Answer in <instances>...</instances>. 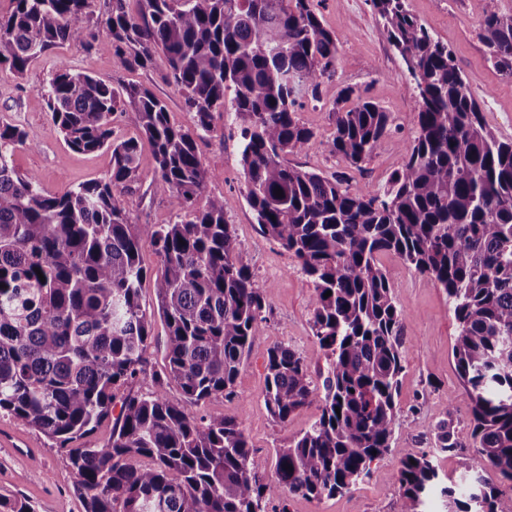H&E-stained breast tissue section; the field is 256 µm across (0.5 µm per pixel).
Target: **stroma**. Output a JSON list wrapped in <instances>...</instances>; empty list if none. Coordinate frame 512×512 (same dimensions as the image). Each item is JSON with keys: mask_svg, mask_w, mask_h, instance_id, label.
Masks as SVG:
<instances>
[{"mask_svg": "<svg viewBox=\"0 0 512 512\" xmlns=\"http://www.w3.org/2000/svg\"><path fill=\"white\" fill-rule=\"evenodd\" d=\"M408 4L435 37L454 51L489 127L501 139L512 140V76L501 74L489 63L473 0H408ZM315 7L324 26L335 34L341 55L335 77L322 87L321 102L304 100L298 111L301 122L315 137L303 153L290 156L289 161L326 177L344 176L345 187L353 192L384 187L403 163L404 147L414 131L417 99L408 90V76L369 0H315ZM62 64L115 87L127 83L146 87L165 103L175 125L187 128L193 124L181 92L165 79L160 56L151 65L125 68L109 55L68 43L35 60L22 78L0 75V122L19 125L39 140L35 149L16 150L12 161L20 172L37 176L52 193L60 195L80 183L104 178L111 167L109 152H74L54 128L43 90ZM346 87L359 90L393 119L392 131L381 149L359 169L333 154L329 146L333 130L330 106ZM239 140L233 113L218 112L211 132L198 140L197 146L206 169V191L223 196L225 219L233 224L240 242V259L264 285L267 323L240 367L236 397L216 396L191 406L189 412L197 418L224 416L240 422L251 447L264 461V477L270 481L275 477V449L287 446L314 423L323 401L314 398L288 422H274L264 404L268 349L285 345L301 354L319 386L328 376L331 362L311 328L313 287L309 278L292 254L259 232L246 203ZM122 200L135 224H169L187 209L177 193L158 186L148 168L131 190L123 193ZM380 262L395 284L396 301L406 314L401 345L404 371L395 398L401 427L394 432V450L375 460L370 475L344 494L309 500L284 492L265 501L264 512H401L398 449L432 454L444 480L458 477L464 465L475 461L466 446L459 454L448 455L437 452L435 445V426L442 419L453 418L456 435L464 444L472 430L452 357L459 327L448 297L399 256L386 253ZM74 482V474L51 441L0 417V490L33 500L38 512H80Z\"/></svg>", "mask_w": 512, "mask_h": 512, "instance_id": "stroma-1", "label": "stroma"}]
</instances>
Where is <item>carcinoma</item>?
Segmentation results:
<instances>
[{
  "label": "carcinoma",
  "instance_id": "carcinoma-1",
  "mask_svg": "<svg viewBox=\"0 0 512 512\" xmlns=\"http://www.w3.org/2000/svg\"><path fill=\"white\" fill-rule=\"evenodd\" d=\"M91 2L13 0L0 16V74L21 77L71 42L127 68L150 65L160 52L193 127L172 123L165 104L140 85L115 88L60 67L45 91L53 125L74 152L109 151L111 169L58 195L12 165L15 151L35 148L37 139L0 124V416L65 451L82 512H263L262 502L284 489L308 499L347 491L391 451L400 456L402 512H423L435 491L448 512H512V492L484 475L490 468L512 482V141L488 127L448 44L408 0H370L418 112L403 164L384 190L351 192L341 175L288 163L315 137L298 117L299 99L321 102L339 62L314 0H140L138 17L126 0H104V38ZM474 6L489 60L511 75L512 14L498 0ZM126 106L137 112L139 139L112 126ZM224 110L240 128L246 201L258 229L292 253L313 284V335L332 359L321 414L276 449L273 481L264 480V461L236 420L187 410L234 394L244 355L266 323L265 288L239 259L224 197L194 207L205 191L197 140ZM330 112L331 151L355 167L391 131L390 113L351 87ZM145 164L189 203L171 224L129 221L120 195ZM147 242L161 262L152 311L141 296ZM382 253L443 289L459 324L452 354L474 422L468 447L481 467L445 486L428 453L391 448L405 315L379 265ZM156 317L168 346L163 369L151 373L154 391L120 397V387L147 373ZM265 371V406L278 423L317 395L306 360L289 347L269 348ZM172 383L181 397L168 396ZM117 400L109 438L72 447L111 417ZM435 436L442 453L463 447L450 419ZM0 512L36 509L4 491Z\"/></svg>",
  "mask_w": 512,
  "mask_h": 512
}]
</instances>
